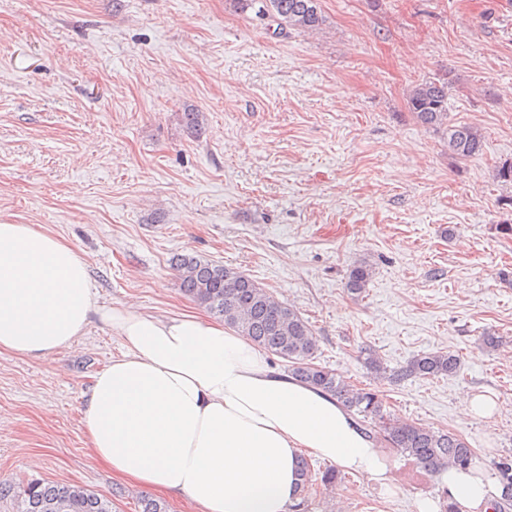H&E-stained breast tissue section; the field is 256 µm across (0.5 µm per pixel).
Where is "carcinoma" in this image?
<instances>
[{
  "label": "carcinoma",
  "instance_id": "1",
  "mask_svg": "<svg viewBox=\"0 0 512 512\" xmlns=\"http://www.w3.org/2000/svg\"><path fill=\"white\" fill-rule=\"evenodd\" d=\"M243 11L274 22L277 33L290 28L303 33L321 29L325 19L318 0H235ZM409 110L422 125L448 131V154L468 159L484 148V136L469 124L448 123V86L433 81L418 83L407 94ZM183 125L193 134L202 131L203 115L189 110L181 113ZM183 295L204 307L224 324L237 330L259 347L288 361V373L296 381L330 395L343 410L373 422L371 436L384 449L406 455L425 472L437 474L445 468H467L476 458L474 449L453 432L434 431L395 422L384 411L380 395L357 387L341 375L313 363L317 337L309 322L295 309L276 300L253 278L233 267L218 264L194 253L172 261ZM372 278L371 265L363 260L349 272L346 288L359 295ZM459 357L446 351L422 354L392 374V378H434L453 375ZM299 498L294 512L308 507L316 482L332 487L339 473L328 468L316 476L306 457L298 461ZM493 470L502 487V496L492 503L493 512L512 509V455L493 461ZM12 497L20 512H116L113 501L79 486H61L40 481L25 485L0 482V499ZM138 512H167L161 501L149 494L138 495Z\"/></svg>",
  "mask_w": 512,
  "mask_h": 512
}]
</instances>
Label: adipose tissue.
Returning a JSON list of instances; mask_svg holds the SVG:
<instances>
[{"label":"adipose tissue","mask_w":512,"mask_h":512,"mask_svg":"<svg viewBox=\"0 0 512 512\" xmlns=\"http://www.w3.org/2000/svg\"><path fill=\"white\" fill-rule=\"evenodd\" d=\"M124 347L94 378L84 415L92 456L118 478L195 512H290L304 451L384 481L381 452L328 395L278 373L266 352L221 323L96 306L87 268L60 239L0 222V350L45 357L93 320ZM450 499L487 509L483 473L448 469Z\"/></svg>","instance_id":"1"}]
</instances>
